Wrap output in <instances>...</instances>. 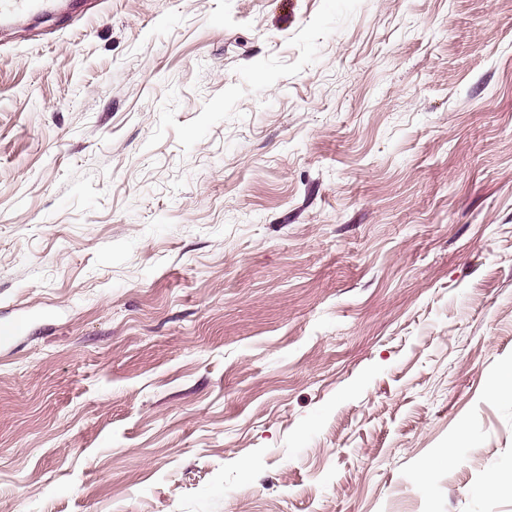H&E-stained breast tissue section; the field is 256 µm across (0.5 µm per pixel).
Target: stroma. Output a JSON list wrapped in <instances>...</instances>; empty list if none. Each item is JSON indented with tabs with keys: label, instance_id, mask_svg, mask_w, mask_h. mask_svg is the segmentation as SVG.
<instances>
[{
	"label": "stroma",
	"instance_id": "35a3bbf8",
	"mask_svg": "<svg viewBox=\"0 0 512 512\" xmlns=\"http://www.w3.org/2000/svg\"><path fill=\"white\" fill-rule=\"evenodd\" d=\"M14 314L0 512H512V0L0 28Z\"/></svg>",
	"mask_w": 512,
	"mask_h": 512
}]
</instances>
